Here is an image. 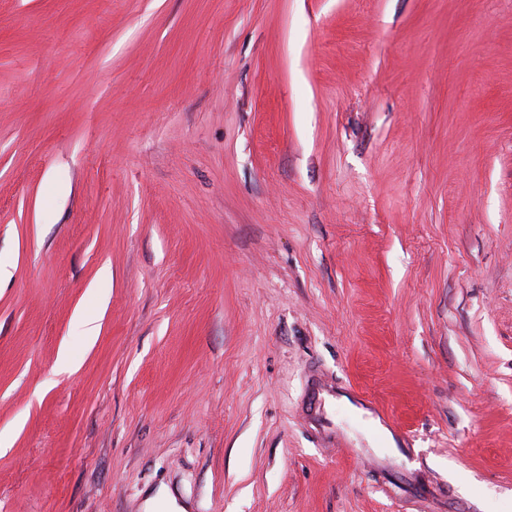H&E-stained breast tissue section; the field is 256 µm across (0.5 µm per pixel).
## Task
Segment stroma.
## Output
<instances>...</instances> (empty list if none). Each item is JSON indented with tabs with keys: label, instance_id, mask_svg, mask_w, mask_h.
I'll return each mask as SVG.
<instances>
[{
	"label": "stroma",
	"instance_id": "stroma-1",
	"mask_svg": "<svg viewBox=\"0 0 512 512\" xmlns=\"http://www.w3.org/2000/svg\"><path fill=\"white\" fill-rule=\"evenodd\" d=\"M1 263L0 512H512V0H0Z\"/></svg>",
	"mask_w": 512,
	"mask_h": 512
}]
</instances>
